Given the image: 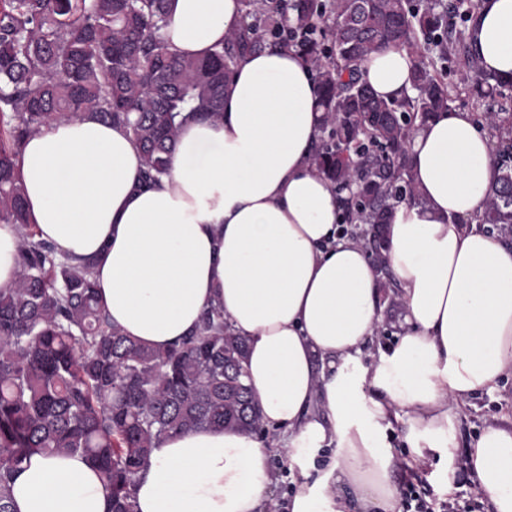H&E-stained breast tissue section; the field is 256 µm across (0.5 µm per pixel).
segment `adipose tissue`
I'll return each mask as SVG.
<instances>
[{
	"mask_svg": "<svg viewBox=\"0 0 512 512\" xmlns=\"http://www.w3.org/2000/svg\"><path fill=\"white\" fill-rule=\"evenodd\" d=\"M242 24L240 0H170L162 36L204 57ZM480 68L512 78V0H481L468 30ZM412 56L362 62L376 93L411 90ZM317 87L293 51L246 56L224 112L186 124L171 171L139 184L128 133L90 117L27 140L21 179L39 239L88 260L113 325L168 348L221 307L248 340L245 368L263 425L285 437L299 471L288 512H395L398 461L386 432L407 425L413 465L455 466L459 400L512 374V246L479 227L494 141L471 113L441 112L416 130L409 164L419 203L387 226L400 333L364 352L383 325L379 273L338 232L333 185L307 157L321 131ZM467 467L494 512H512V420L488 425ZM269 452L256 435L201 428L153 448L135 486L138 512H268ZM14 512H109L102 476L82 456H33L13 485Z\"/></svg>",
	"mask_w": 512,
	"mask_h": 512,
	"instance_id": "1",
	"label": "adipose tissue"
}]
</instances>
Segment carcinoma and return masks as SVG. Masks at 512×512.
Returning a JSON list of instances; mask_svg holds the SVG:
<instances>
[{"instance_id": "1", "label": "carcinoma", "mask_w": 512, "mask_h": 512, "mask_svg": "<svg viewBox=\"0 0 512 512\" xmlns=\"http://www.w3.org/2000/svg\"><path fill=\"white\" fill-rule=\"evenodd\" d=\"M480 0H242L243 24L204 58L162 37L169 0H0V223L21 231L13 287L0 289V512L36 454H78L107 482L111 512H137L134 488L151 450L204 427L256 433L244 367L247 339L206 310L165 350L112 325L88 261L37 238L20 179L26 140L63 118L120 125L140 151L142 180L170 174L180 127L224 112V86L246 55L295 50L318 84L320 141L311 169L341 194L394 310L386 225L419 202L408 146L414 130L462 98L496 140L479 223L512 243V81L478 70L469 23ZM387 48L414 58L412 94L378 96L358 64ZM465 74L448 81V70Z\"/></svg>"}]
</instances>
